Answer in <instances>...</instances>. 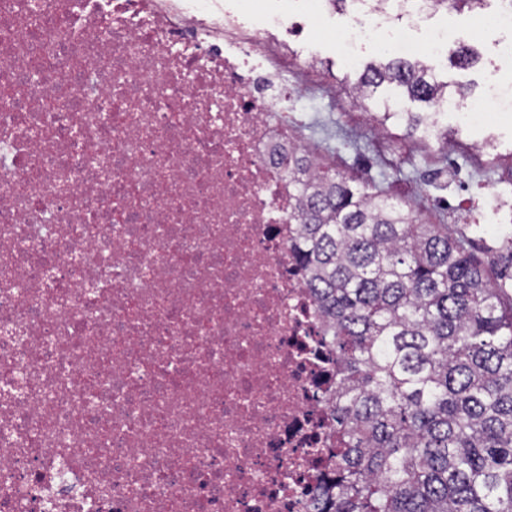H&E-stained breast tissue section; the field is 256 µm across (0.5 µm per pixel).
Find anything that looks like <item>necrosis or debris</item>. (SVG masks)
Masks as SVG:
<instances>
[{
    "label": "necrosis or debris",
    "mask_w": 512,
    "mask_h": 512,
    "mask_svg": "<svg viewBox=\"0 0 512 512\" xmlns=\"http://www.w3.org/2000/svg\"><path fill=\"white\" fill-rule=\"evenodd\" d=\"M412 0H350L357 66ZM250 0H0V512H312L335 356L294 250L299 102Z\"/></svg>",
    "instance_id": "obj_1"
}]
</instances>
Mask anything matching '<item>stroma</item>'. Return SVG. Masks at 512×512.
Instances as JSON below:
<instances>
[{
	"label": "stroma",
	"instance_id": "obj_1",
	"mask_svg": "<svg viewBox=\"0 0 512 512\" xmlns=\"http://www.w3.org/2000/svg\"><path fill=\"white\" fill-rule=\"evenodd\" d=\"M473 13L438 10L428 13L427 23L446 25L454 29L455 37L447 53L437 59L419 56L417 43L402 39L391 51L392 56L421 61L441 81L467 89L472 99L484 101L512 94V67L501 62L496 54V31L477 32ZM290 44L300 57L312 56L322 62L325 79L343 86L351 73L344 58L336 49L335 33L315 21H307ZM473 47L477 61L461 69L453 64V53L460 46ZM352 104L347 96L305 106L310 123L304 132L306 140L323 143L335 152L340 166L357 177L371 176L385 181L390 192L403 200L417 199L426 209L419 218L424 222H446L454 217V205H461L471 223L482 221L487 203L489 182H496L497 192L505 208H512V184L497 180L495 171L482 168L472 153L474 147L491 142L502 157L512 156V124L489 115L486 124L459 129L452 116L439 119L441 130L447 131L450 151L423 148L419 136L409 135L399 121L388 122L385 140L370 133L359 137L358 149H349L337 140L338 131L344 130Z\"/></svg>",
	"mask_w": 512,
	"mask_h": 512
}]
</instances>
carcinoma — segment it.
<instances>
[{"instance_id":"cac0c4a2","label":"carcinoma","mask_w":512,"mask_h":512,"mask_svg":"<svg viewBox=\"0 0 512 512\" xmlns=\"http://www.w3.org/2000/svg\"><path fill=\"white\" fill-rule=\"evenodd\" d=\"M439 104L415 62L358 73ZM299 246L338 356L336 459L319 512H512V236L485 246L465 229L422 224L374 180L293 163Z\"/></svg>"}]
</instances>
